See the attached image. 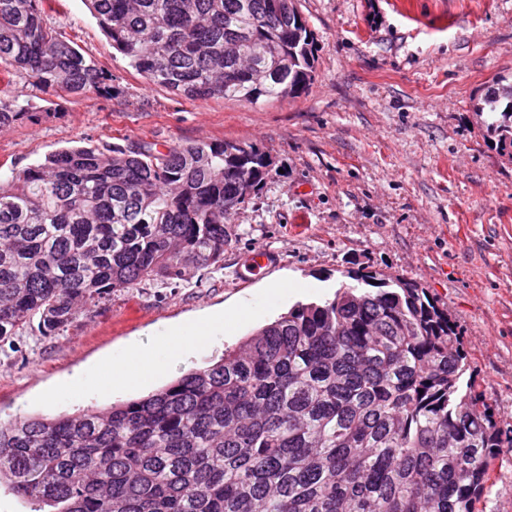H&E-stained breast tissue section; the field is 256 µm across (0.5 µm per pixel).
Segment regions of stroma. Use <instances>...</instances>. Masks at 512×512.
<instances>
[{
  "instance_id": "obj_1",
  "label": "stroma",
  "mask_w": 512,
  "mask_h": 512,
  "mask_svg": "<svg viewBox=\"0 0 512 512\" xmlns=\"http://www.w3.org/2000/svg\"><path fill=\"white\" fill-rule=\"evenodd\" d=\"M316 45L315 80L252 105L189 100L149 84L112 47L84 0H47L48 18L112 76V94L31 97L32 117L0 128V175L83 142L253 144L271 171L233 217L221 267L171 284L116 289L52 336L0 345V420L75 414L139 398L298 304L333 296L343 271L411 278L447 307L502 430L512 429V162L475 114L485 88L512 79V0H295ZM272 252L248 283L237 267ZM290 280L284 292L270 286ZM250 304L224 338L133 388L90 392L68 379L154 331ZM512 512V447L499 449L482 502Z\"/></svg>"
}]
</instances>
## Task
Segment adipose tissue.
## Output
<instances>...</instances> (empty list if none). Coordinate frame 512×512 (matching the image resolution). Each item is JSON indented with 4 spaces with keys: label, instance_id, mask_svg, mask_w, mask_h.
<instances>
[{
    "label": "adipose tissue",
    "instance_id": "1",
    "mask_svg": "<svg viewBox=\"0 0 512 512\" xmlns=\"http://www.w3.org/2000/svg\"><path fill=\"white\" fill-rule=\"evenodd\" d=\"M239 315V310L235 309L194 323L166 327L158 334L166 343L164 352H156L138 342L131 343L121 353L108 358L99 373L74 376L71 386L84 390L95 384L109 390L116 384H142L170 366L186 361L196 349L214 345Z\"/></svg>",
    "mask_w": 512,
    "mask_h": 512
}]
</instances>
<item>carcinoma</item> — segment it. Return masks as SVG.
I'll return each mask as SVG.
<instances>
[{
    "mask_svg": "<svg viewBox=\"0 0 512 512\" xmlns=\"http://www.w3.org/2000/svg\"><path fill=\"white\" fill-rule=\"evenodd\" d=\"M112 47L187 99L257 105L314 79L294 0H86ZM46 0H0V74L67 96L112 79L59 38ZM30 104L0 96V128ZM512 162V82L475 106ZM270 162L252 144H89L0 176V343L55 334L117 288L224 261L232 214ZM218 361L146 396L0 422V484L51 512H483L512 445L448 309L361 267Z\"/></svg>",
    "mask_w": 512,
    "mask_h": 512,
    "instance_id": "obj_1",
    "label": "carcinoma"
}]
</instances>
